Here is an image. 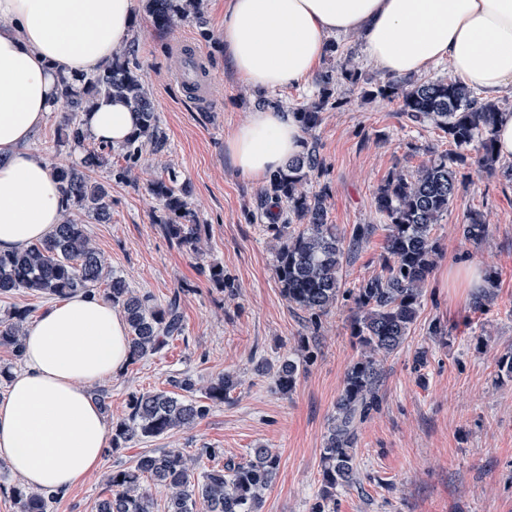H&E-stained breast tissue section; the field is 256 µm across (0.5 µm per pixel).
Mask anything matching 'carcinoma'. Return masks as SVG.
<instances>
[{
    "label": "carcinoma",
    "mask_w": 512,
    "mask_h": 512,
    "mask_svg": "<svg viewBox=\"0 0 512 512\" xmlns=\"http://www.w3.org/2000/svg\"><path fill=\"white\" fill-rule=\"evenodd\" d=\"M153 26L168 29L177 18H191L204 28L202 0H146ZM134 46L117 49L112 60L90 78L59 80L58 98L65 113L59 141L83 150L76 165H56L52 173L66 203L60 224L45 239L10 253H0V295L25 289L50 298L64 299L77 293H102L120 309L128 326L131 361L153 356L168 341L181 335L180 296L161 303L131 288L120 275L108 271L102 253L87 235L76 214L100 223L112 217V196L107 186L91 173L107 167L110 176L126 179L130 163L143 146L152 152L167 150L149 91L140 74ZM341 81L357 86L365 99L397 102L407 119L429 124L453 146L449 151L427 150L429 157L415 169L394 168L379 185L374 207L386 231L380 271L352 288L344 287L343 269L349 254L377 230L375 224H359L349 244L328 223L325 195L308 188L323 161L312 142L303 143L301 154L270 174L260 192V207L267 227L277 241L275 271L288 304L309 315L311 324L334 308L339 298L353 303L351 335L362 348L360 360L348 370L336 399L322 454L321 497L312 512H330L336 488L356 481L355 443L358 423L377 407L383 358L398 350L417 320L425 286L436 264V224L464 187V169L494 175L512 182V164L501 162L496 148V128L505 112L494 101L456 79L413 81L391 77L375 80L349 65V59L327 68L317 79L314 98L291 112L301 131L309 133L322 121L323 112L339 105L334 97ZM119 98L138 117L137 129L122 145L125 165L112 164L114 147L101 143L85 146L87 134L81 113L91 111L101 99ZM150 193L167 213L166 235L178 245L196 250L201 225L189 208L190 191L174 178H158ZM462 237L480 244L488 224L479 210L467 213ZM30 310L14 309L0 319V347L22 358L24 330ZM299 365L284 361L274 373L278 388L293 390ZM236 387L224 374L210 382L206 400L194 397L190 378L179 381L180 392H142L129 399V417L112 423V449L134 437L162 436L205 418L212 407ZM217 451L202 448L193 457L180 450L146 453L130 467L110 476L112 496L99 504V512H154L153 494L144 486L150 480L166 494L167 512H259L262 494L270 488L279 466L278 455L268 448H253L244 462L196 470L200 458H214ZM19 512H49L55 495L31 491L22 484L12 488Z\"/></svg>",
    "instance_id": "obj_1"
}]
</instances>
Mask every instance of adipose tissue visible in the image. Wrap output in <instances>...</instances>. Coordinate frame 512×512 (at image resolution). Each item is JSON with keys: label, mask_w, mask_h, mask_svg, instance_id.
Masks as SVG:
<instances>
[{"label": "adipose tissue", "mask_w": 512, "mask_h": 512, "mask_svg": "<svg viewBox=\"0 0 512 512\" xmlns=\"http://www.w3.org/2000/svg\"><path fill=\"white\" fill-rule=\"evenodd\" d=\"M134 0H0V252L47 237L65 203L25 143L59 105V76L110 61L128 36ZM357 35L386 77L448 62L485 97L512 87V0H224V59L255 90L288 88L317 69L330 36ZM95 140L118 146L137 117L100 100L82 116ZM302 149L291 115L251 112L224 143L233 168L265 179ZM123 314L79 293L28 326L23 365L0 399V459L28 487L57 493L98 469L109 428L88 396L129 361Z\"/></svg>", "instance_id": "obj_1"}]
</instances>
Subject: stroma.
<instances>
[{
	"instance_id": "obj_1",
	"label": "stroma",
	"mask_w": 512,
	"mask_h": 512,
	"mask_svg": "<svg viewBox=\"0 0 512 512\" xmlns=\"http://www.w3.org/2000/svg\"><path fill=\"white\" fill-rule=\"evenodd\" d=\"M207 32L175 23L156 30L135 7L129 32L138 45L139 73L152 97L168 142L163 156L143 152L132 182L108 183L112 218L82 222L113 273L131 288L167 300L181 296L184 329L159 354L129 364L114 378L93 385L105 394L106 420L127 418L131 394L175 389L191 377L198 387L230 373L239 383L224 404L190 428L152 439L136 437L119 450L105 449L97 470L58 494L50 512H98L112 494L113 469L147 452L178 448L192 454L216 449V464L248 459L265 447L279 456L260 512H311L321 490V453L328 422L349 367L361 349L350 334V303L339 302L312 329L291 307L275 274L273 236L258 219L261 183L236 172L226 138L265 102L289 112L312 97L314 79L277 91H257L224 65V0H206ZM199 52L213 94L200 102L178 81L182 49ZM340 108L324 112L312 133L325 167L314 188L328 193V221L343 238L356 225L379 221L373 196L393 167L409 168L423 148L448 143L430 126L405 120L397 103L363 100L357 87L336 86ZM61 112H54L29 148L47 164H74L79 150L60 145ZM176 175L190 189L188 201L203 226L200 249L191 252L165 237L164 211L148 192L157 177ZM484 212L489 234L480 244L463 239L468 211ZM384 230L351 254L346 285L380 270ZM439 245L425 299L407 341L383 363L379 406L359 424L357 481L337 489L332 512H512V378L498 375V360L512 352V183L469 172L466 190L434 230ZM477 265L497 276V295L474 311V292L452 269ZM224 270L223 286L209 277ZM445 333H430L433 323ZM425 364H417L419 351ZM299 365L291 392L277 389L273 368L286 359Z\"/></svg>"
}]
</instances>
